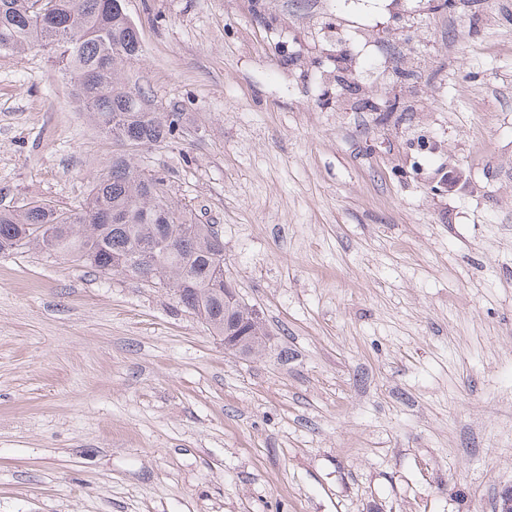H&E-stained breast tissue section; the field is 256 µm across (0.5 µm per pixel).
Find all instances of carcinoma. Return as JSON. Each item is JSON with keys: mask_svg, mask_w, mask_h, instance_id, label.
I'll list each match as a JSON object with an SVG mask.
<instances>
[{"mask_svg": "<svg viewBox=\"0 0 512 512\" xmlns=\"http://www.w3.org/2000/svg\"><path fill=\"white\" fill-rule=\"evenodd\" d=\"M48 17L31 11V0H0V52L48 47L74 81L75 97L90 121L129 149L160 145L181 130V112H156L126 91L123 69L141 51L123 0H49ZM165 177L145 171L125 151L112 157L90 187L83 206L63 211L34 200L0 210V252L38 249L116 273L122 257L144 281L173 289L180 303L207 330L245 337L239 353L255 356L268 332L242 301H224L230 281L218 273L211 224H192Z\"/></svg>", "mask_w": 512, "mask_h": 512, "instance_id": "cac0c4a2", "label": "carcinoma"}]
</instances>
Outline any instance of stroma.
Here are the masks:
<instances>
[{
	"mask_svg": "<svg viewBox=\"0 0 512 512\" xmlns=\"http://www.w3.org/2000/svg\"><path fill=\"white\" fill-rule=\"evenodd\" d=\"M139 149L270 340L172 289L0 252V512H494L512 484V0H124ZM118 146L0 53V209Z\"/></svg>",
	"mask_w": 512,
	"mask_h": 512,
	"instance_id": "stroma-1",
	"label": "stroma"
}]
</instances>
